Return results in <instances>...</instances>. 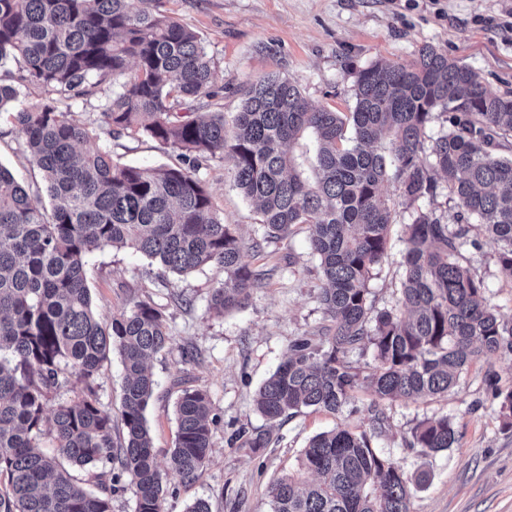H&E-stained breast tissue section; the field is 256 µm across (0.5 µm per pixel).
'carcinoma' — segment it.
<instances>
[{
    "label": "carcinoma",
    "instance_id": "obj_1",
    "mask_svg": "<svg viewBox=\"0 0 512 512\" xmlns=\"http://www.w3.org/2000/svg\"><path fill=\"white\" fill-rule=\"evenodd\" d=\"M143 3L0 0V64H18L19 82L46 91L43 101L19 106V90L0 84V112L14 109L51 204L45 209L39 189L0 165V512H111L112 495L128 486L135 512H164L145 411L156 387L148 362L170 337L162 313L144 301L108 325L98 320L85 274L92 254L127 248L178 274L217 263L224 282L209 308L218 314L244 306L264 276L244 260L197 167L113 162L90 145L92 129L58 110V95L109 85L100 116L114 133L149 137L185 159L229 157L235 186L257 204L270 239L308 226L329 325L318 340L294 338L256 390V410L267 419L310 407L334 414L362 388L380 402L441 395L471 365L512 356V321L487 303L483 281L463 264L477 224L512 281V157L500 154L512 137V97L489 94L471 68L426 45L408 65L378 60L360 70L350 112L314 109L296 85L262 76L240 89L229 129L221 112L178 113L215 96L211 58L194 31ZM439 115L448 129L425 158L424 129ZM308 130L316 135L313 180L284 150ZM439 173L460 208L454 226L416 206L437 196ZM389 180L411 213L400 305L376 310L369 285L387 256L393 212L381 188ZM368 350L365 371L349 356ZM113 351L123 369L119 445L96 384ZM486 382L512 414V389L490 372ZM75 383L83 384L81 398L45 416L49 395ZM175 412L167 468L192 483L210 461L207 393L184 390ZM45 435L51 452L40 444ZM412 438L437 453L454 446L457 432L441 415L419 422ZM235 439L248 448L271 442L262 432ZM298 467L314 480L270 483L272 512H410L412 490L429 480L379 455L367 434L339 427L311 438Z\"/></svg>",
    "mask_w": 512,
    "mask_h": 512
}]
</instances>
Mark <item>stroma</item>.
<instances>
[{"instance_id": "stroma-1", "label": "stroma", "mask_w": 512, "mask_h": 512, "mask_svg": "<svg viewBox=\"0 0 512 512\" xmlns=\"http://www.w3.org/2000/svg\"><path fill=\"white\" fill-rule=\"evenodd\" d=\"M147 7L195 31L212 57L216 94L196 101L201 112L235 115L240 86L270 73L297 85L312 106L348 112L359 70L380 59L412 63L426 45L473 69L489 93L512 96V0H149ZM109 93L102 85L81 98L60 97L57 106L93 128L95 146L114 162L150 168L176 164V150L146 138L116 137L102 126L99 106ZM0 164L21 184L39 178L6 113L0 115ZM198 175L225 223L234 226L246 261L264 273L244 308L221 316L210 312V294L224 280L223 267L214 263L178 275L131 250L106 248L90 257L87 282L101 321L136 301L150 303L164 316L170 343L151 363L158 386L146 411L159 464H166L175 446V403L183 390L206 391L216 417L210 462L199 479L186 484L164 472L166 512H185L198 499L207 500L211 512H271L268 484L296 471L303 448L316 434L339 426L355 433L371 430L375 398L361 389L339 413L307 408L273 423L256 411L255 391L284 358L290 341L318 335L325 323L319 261L304 229L265 242L261 216L235 187L229 160L204 162ZM383 194L395 215L388 255L370 283L380 309L398 304L410 214L397 184H385ZM469 236L465 264L484 281L488 303L512 320V283L499 271L496 244L477 226ZM490 371L502 389L512 388V358L506 357L473 365L447 395L383 402L387 420L373 441L377 453L406 473L430 475L429 483L414 491L410 512H512V428H504L500 402L486 387ZM121 377L120 356L111 353L98 383L116 440L124 434ZM444 414L453 416L458 431L454 448L431 453L410 447L420 421ZM241 429L270 432L271 442L256 451L241 446L233 440Z\"/></svg>"}]
</instances>
